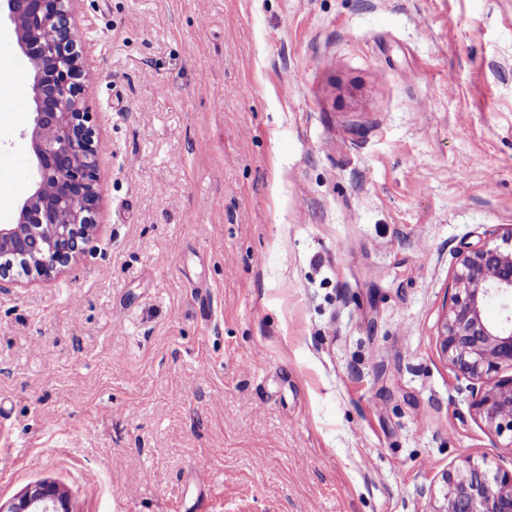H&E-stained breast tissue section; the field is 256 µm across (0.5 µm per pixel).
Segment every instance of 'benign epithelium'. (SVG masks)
<instances>
[{
  "mask_svg": "<svg viewBox=\"0 0 512 512\" xmlns=\"http://www.w3.org/2000/svg\"><path fill=\"white\" fill-rule=\"evenodd\" d=\"M77 0H0V16L33 68L32 120L21 133L33 155L30 187L15 224L0 225V256L27 275L50 279L85 252L100 201L94 129L80 99L82 39L72 22ZM497 303L496 322L485 308ZM448 365L468 381L471 408L485 427L512 439V226L454 256L450 302L440 327ZM433 512H512V470L492 473L471 462L444 475ZM7 512H70L66 495L41 482Z\"/></svg>",
  "mask_w": 512,
  "mask_h": 512,
  "instance_id": "benign-epithelium-1",
  "label": "benign epithelium"
}]
</instances>
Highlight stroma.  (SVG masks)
I'll list each match as a JSON object with an SVG mask.
<instances>
[{
	"instance_id": "stroma-1",
	"label": "stroma",
	"mask_w": 512,
	"mask_h": 512,
	"mask_svg": "<svg viewBox=\"0 0 512 512\" xmlns=\"http://www.w3.org/2000/svg\"><path fill=\"white\" fill-rule=\"evenodd\" d=\"M102 200L0 290V505L432 512L512 468L442 355L453 255L512 226V0H78ZM0 167L29 188L28 78ZM7 512H70V508L60 488L45 481L20 495Z\"/></svg>"
}]
</instances>
